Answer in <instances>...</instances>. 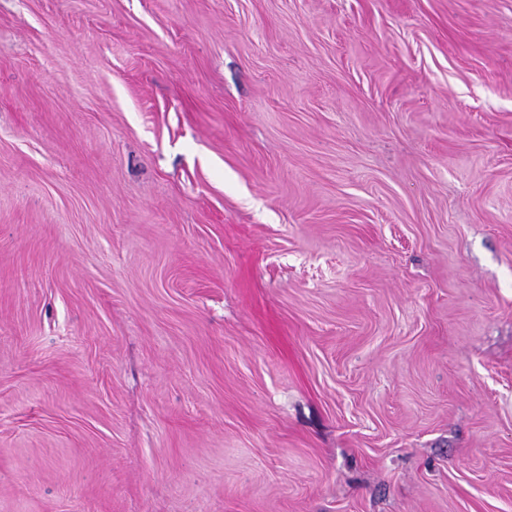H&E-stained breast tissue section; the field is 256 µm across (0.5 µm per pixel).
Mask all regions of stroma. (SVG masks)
Wrapping results in <instances>:
<instances>
[{"instance_id":"stroma-1","label":"stroma","mask_w":512,"mask_h":512,"mask_svg":"<svg viewBox=\"0 0 512 512\" xmlns=\"http://www.w3.org/2000/svg\"><path fill=\"white\" fill-rule=\"evenodd\" d=\"M0 512H512V0H0Z\"/></svg>"}]
</instances>
